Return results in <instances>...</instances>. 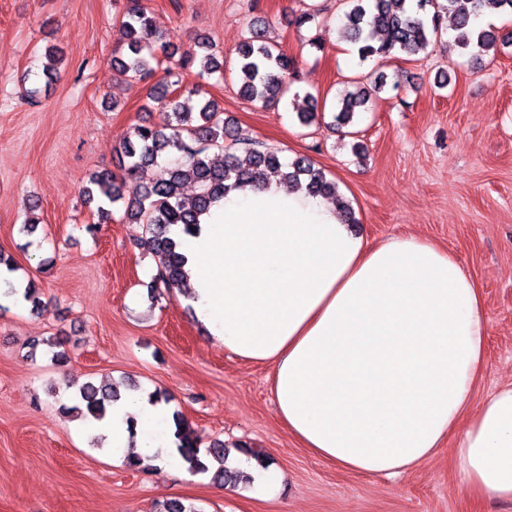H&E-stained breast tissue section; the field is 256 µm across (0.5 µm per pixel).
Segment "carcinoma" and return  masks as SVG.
<instances>
[{"label": "carcinoma", "instance_id": "cac0c4a2", "mask_svg": "<svg viewBox=\"0 0 512 512\" xmlns=\"http://www.w3.org/2000/svg\"><path fill=\"white\" fill-rule=\"evenodd\" d=\"M122 14L115 19L118 38L112 50V67L131 84L149 80L160 65V57H175L167 43L161 40L156 22L141 0H126ZM347 9L341 16L342 32L357 45L361 61L371 58L393 59L400 54H417L443 39L448 30L444 18L454 17L452 45L462 52L474 51L487 55L506 42L509 36L498 37L478 28L474 20L488 10H512V0H345ZM235 70L240 84L239 94L263 107L277 106L288 99L297 81V66L279 45L267 35L266 24L253 20L247 35L235 49ZM199 66L198 75H218L224 79V56L217 53L216 44L207 37L197 38V48L183 51L174 64L164 69V76L147 89L146 98L159 104L164 123L138 124L132 137L117 151L120 175L106 170L92 173L82 187L83 201H100L102 220L110 219L112 205L122 201L123 219L145 225L146 237L141 245L155 257V273L149 283L150 294L160 297L174 291L184 292L186 285L185 257L179 243L169 235V228L180 224L186 233L200 223V217L228 192L246 184H263L269 177L290 190L336 199L341 221L355 224L354 210L338 192L336 181L327 178L323 169L307 156L285 159L280 151L259 142L244 147L224 146V140H234L229 124L224 121V109L214 99H193L196 91L183 83V72ZM399 89V82L388 84L387 75L375 73L369 83L348 91L336 102L331 121L311 93L303 97L298 111L299 121L309 125L318 121L328 128L354 125L358 112L370 100L386 91ZM224 151L219 161L209 151ZM157 169L156 176L146 185L139 183L141 172ZM192 184L194 195L187 197L183 187ZM22 297L31 303V311L41 313L45 306L40 299V285L28 278L22 285ZM32 352L40 351L52 363L62 366L69 360L63 344L50 339L35 341ZM125 383L107 382L97 386L86 382L70 395L73 404L62 410L82 420L101 421L112 403L122 398ZM180 439L179 453L188 463L192 475L212 474V480L232 483L249 476L227 465L229 451L218 440L207 448H199V440L187 434L180 414H173Z\"/></svg>", "mask_w": 512, "mask_h": 512}]
</instances>
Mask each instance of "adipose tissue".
Listing matches in <instances>:
<instances>
[{
  "mask_svg": "<svg viewBox=\"0 0 512 512\" xmlns=\"http://www.w3.org/2000/svg\"><path fill=\"white\" fill-rule=\"evenodd\" d=\"M170 234L197 319L230 354L271 368L277 414L303 448L396 476L453 435L464 480L512 500V384L473 400L486 306L449 251L415 236L366 243L325 198L274 181L230 191L192 234ZM170 416V405L133 395L84 428L113 453L183 473Z\"/></svg>",
  "mask_w": 512,
  "mask_h": 512,
  "instance_id": "adipose-tissue-1",
  "label": "adipose tissue"
}]
</instances>
